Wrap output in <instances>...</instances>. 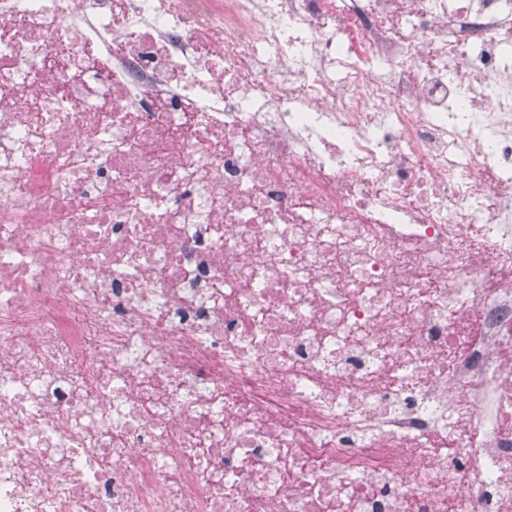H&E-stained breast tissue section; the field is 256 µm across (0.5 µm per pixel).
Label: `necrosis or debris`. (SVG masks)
<instances>
[{"mask_svg":"<svg viewBox=\"0 0 512 512\" xmlns=\"http://www.w3.org/2000/svg\"><path fill=\"white\" fill-rule=\"evenodd\" d=\"M0 512H512V0H0Z\"/></svg>","mask_w":512,"mask_h":512,"instance_id":"obj_1","label":"necrosis or debris"}]
</instances>
